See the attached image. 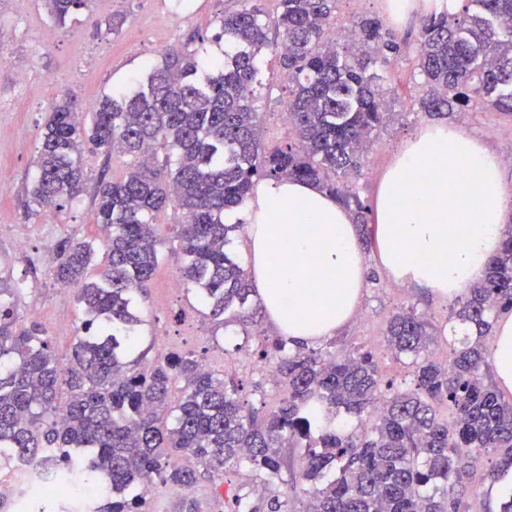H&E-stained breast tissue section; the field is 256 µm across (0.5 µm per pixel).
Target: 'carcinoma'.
Here are the masks:
<instances>
[{"mask_svg":"<svg viewBox=\"0 0 512 512\" xmlns=\"http://www.w3.org/2000/svg\"><path fill=\"white\" fill-rule=\"evenodd\" d=\"M90 0H43L64 28ZM264 0L218 20L224 54L190 43L166 48L145 73L87 108L73 94L54 106L42 132L28 213L63 210L83 191L84 147L130 159L121 179L96 185V240L58 245L52 270L74 288L84 319L62 362L46 332L16 310L21 288L0 274V460L41 457L75 462L110 495L97 512H151L144 484L191 491L247 467L266 482L308 485L302 512H470L469 484L481 459L486 478L512 474V399L495 383L487 343L495 322L512 312V224L486 277L459 298L438 327L409 305L392 314L391 354L411 358L413 386L386 381L371 353L302 348L257 336L258 357L288 385L279 408L260 416L238 385L205 368L191 352L140 368V296L162 257L157 215L182 211L173 244L184 259L181 285L217 336L232 326L250 336L249 272L226 249L243 225L224 212L243 205L261 181L310 182L336 197L361 231L369 206L350 187L372 134L396 99L385 73L406 40L371 15L343 41L329 36L337 0ZM280 41L272 43L269 27ZM421 111L451 116L478 103L512 117V0H463L460 12L432 8L418 18ZM274 53L288 81V123L295 136L266 147L254 107L265 55ZM448 333V362L432 359L437 333ZM184 382L171 399V384ZM445 405L451 419L439 416ZM305 449L298 470L281 448ZM177 454L194 466L173 462ZM288 491L252 506L224 493V512H297Z\"/></svg>","mask_w":512,"mask_h":512,"instance_id":"obj_1","label":"carcinoma"}]
</instances>
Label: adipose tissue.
I'll use <instances>...</instances> for the list:
<instances>
[{"label": "adipose tissue", "instance_id": "obj_1", "mask_svg": "<svg viewBox=\"0 0 512 512\" xmlns=\"http://www.w3.org/2000/svg\"><path fill=\"white\" fill-rule=\"evenodd\" d=\"M511 216L501 156L458 127L430 123L380 179L378 257L393 281L455 298L485 278ZM224 221L243 222L256 299L289 345L329 339L357 313L367 265L334 196L303 181L263 182Z\"/></svg>", "mask_w": 512, "mask_h": 512}]
</instances>
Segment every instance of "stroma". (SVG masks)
I'll use <instances>...</instances> for the list:
<instances>
[{
  "instance_id": "obj_1",
  "label": "stroma",
  "mask_w": 512,
  "mask_h": 512,
  "mask_svg": "<svg viewBox=\"0 0 512 512\" xmlns=\"http://www.w3.org/2000/svg\"><path fill=\"white\" fill-rule=\"evenodd\" d=\"M238 6L239 0H191L186 9L177 0H91L62 29L51 22L42 0H0V101L5 104L0 110V271L21 282L17 309L24 318L42 325L59 360L70 355L82 312L73 295L55 282L52 258L61 241L96 237V182L103 174L121 178L128 160L86 151L87 178L78 201L53 215H29L26 192L36 175L34 160L53 103L71 92L89 105L102 94L124 90L148 62L176 43L201 36L208 50H216L212 40L218 30L216 21ZM362 15L383 19L385 27L399 35H416L415 14L389 20L387 0H338L337 27ZM267 70L270 81L259 94L256 109L266 126V144L273 147L291 138L293 131L286 118L288 92L275 60H268ZM385 87L398 100L396 115L374 135L365 167L354 182L355 191L368 204L373 203L379 178L397 149L428 120L411 103L423 91L414 47H407L403 58L391 67ZM453 122L497 152L512 135L511 117L478 106L455 115ZM21 239L26 247L20 252L16 244ZM365 258L378 280L368 283L358 316L332 342L372 351L385 379L401 386L409 381L411 367L387 351V319L412 303L434 324L442 325L449 304L381 273L375 248L366 249ZM179 266L178 255L166 254L140 302L148 320L145 341L151 346L147 364L163 362L172 352L194 350L212 369L231 375L260 413L276 410L288 389L269 377L265 363L258 360L257 339L229 335L215 342L210 322L184 291L170 287L179 277Z\"/></svg>"
}]
</instances>
